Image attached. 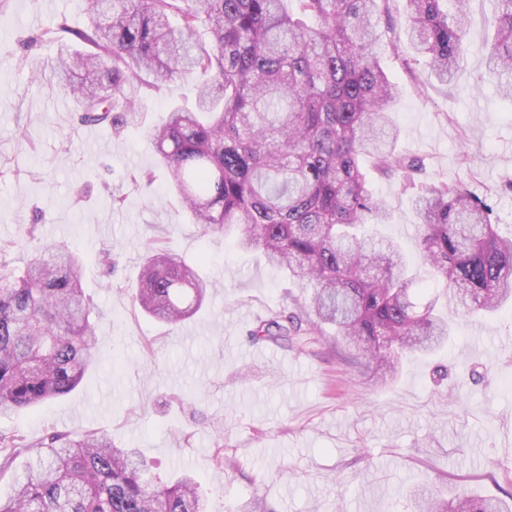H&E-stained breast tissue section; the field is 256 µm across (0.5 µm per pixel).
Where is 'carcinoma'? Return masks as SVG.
Wrapping results in <instances>:
<instances>
[{
  "instance_id": "cac0c4a2",
  "label": "carcinoma",
  "mask_w": 512,
  "mask_h": 512,
  "mask_svg": "<svg viewBox=\"0 0 512 512\" xmlns=\"http://www.w3.org/2000/svg\"><path fill=\"white\" fill-rule=\"evenodd\" d=\"M387 0H85L89 23L62 21L40 39L57 46L58 90L86 125H140L141 98L197 74L193 108L174 107L150 130L170 187L206 232L238 231L236 245L311 289V329L328 325L385 381L407 354L448 341V316L493 313L512 300V236L491 210L446 182L416 193L425 267L445 283L423 308L410 299L411 267L396 241L367 233L388 215L369 188L362 159L403 180L418 169L396 153L390 109L397 86L379 64L378 19ZM408 40L434 76L451 82L469 0H406ZM487 66L512 102V0H492ZM205 27L209 40L196 39ZM87 46L72 53L65 38ZM80 80L72 81L74 74ZM83 265L63 245L46 248L18 274L0 265V415L73 391L95 361L94 305ZM209 282L166 248L142 266L135 299L155 319L177 324L202 306ZM302 320L282 308L250 333L286 344ZM38 449L0 512H205L189 473L154 482L134 448L95 429L30 442L0 434V474ZM419 512H512L495 499L421 498Z\"/></svg>"
}]
</instances>
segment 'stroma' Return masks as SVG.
Segmentation results:
<instances>
[{
	"mask_svg": "<svg viewBox=\"0 0 512 512\" xmlns=\"http://www.w3.org/2000/svg\"><path fill=\"white\" fill-rule=\"evenodd\" d=\"M8 0L0 13V260L23 270L60 243L83 261L82 287L98 321L96 362L68 395L0 417V433L40 441L94 429L135 448L157 481L190 471L208 512H416L425 487L512 501V309L459 321L441 350L404 360L378 382L335 337L305 333L255 345L248 336L285 297L307 294L261 252L193 224L172 193L148 127L192 100L196 80L174 78L142 101L144 125L113 133L82 125L57 90L56 48L39 35L67 19L84 27L83 0ZM488 0H471L454 81L414 59L405 0H388L378 52L400 88L392 112L398 149L416 158L418 185H460L512 231V104L484 65ZM42 64L32 76L29 64ZM148 169L152 185L133 182ZM396 240L416 275L419 302L443 288L418 260L414 189L369 172ZM125 198L113 208L112 194ZM171 249L212 283L191 319L171 326L132 298L151 246ZM115 265L103 270L101 248Z\"/></svg>",
	"mask_w": 512,
	"mask_h": 512,
	"instance_id": "obj_1",
	"label": "stroma"
}]
</instances>
